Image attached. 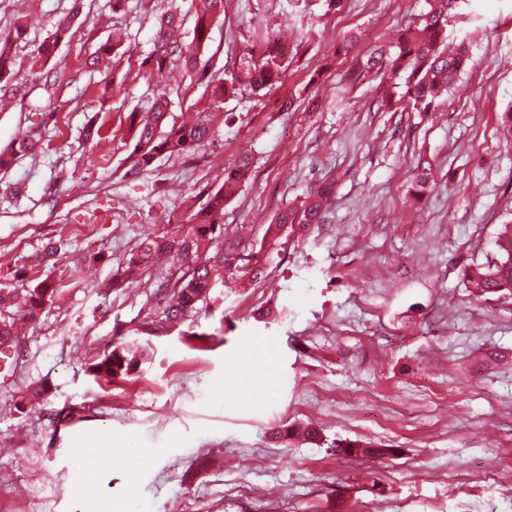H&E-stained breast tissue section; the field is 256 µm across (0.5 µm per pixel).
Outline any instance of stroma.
I'll return each instance as SVG.
<instances>
[{"mask_svg": "<svg viewBox=\"0 0 512 512\" xmlns=\"http://www.w3.org/2000/svg\"><path fill=\"white\" fill-rule=\"evenodd\" d=\"M71 6L0 0V33L31 23L14 51L0 147L29 129L50 142L0 171V287L58 286L28 321L17 365L0 368V512H512V298L474 297L461 278L497 260L496 237L512 225L501 119L512 106V0H464L448 34L471 63L428 113L389 111L379 75L349 78L425 0H344L337 12L325 0H224L208 73L230 76L242 52L275 42L288 48V73L277 89L217 107L181 68L143 63L168 0H125L117 12L84 0L70 41L32 68ZM116 28L121 57L89 71ZM347 38L350 53L337 56ZM163 86L171 117L205 113L217 135L128 174L123 118ZM94 118L104 137L82 147ZM243 152L255 164L224 206L227 232L245 224L261 239L329 177L327 221L281 251L265 281L216 286L194 322L165 324L166 297L149 286L161 269L118 289L112 276L146 233L177 230L181 201L218 187ZM422 163L429 188L416 200ZM51 240L63 243L57 264L30 263ZM100 250L111 262L90 263ZM120 342L148 350L138 373L89 375ZM30 387L43 399L17 410ZM306 421L321 443L272 440L274 427ZM338 439L399 454L364 464L332 452ZM81 477L90 489L79 494Z\"/></svg>", "mask_w": 512, "mask_h": 512, "instance_id": "obj_1", "label": "stroma"}]
</instances>
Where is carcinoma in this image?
Segmentation results:
<instances>
[{"instance_id":"cac0c4a2","label":"carcinoma","mask_w":512,"mask_h":512,"mask_svg":"<svg viewBox=\"0 0 512 512\" xmlns=\"http://www.w3.org/2000/svg\"><path fill=\"white\" fill-rule=\"evenodd\" d=\"M464 0H426L427 8L413 18L399 34L392 49L374 48L357 62L352 72L358 80L370 72L388 78L392 91L386 106L396 112H429L439 106V99L452 88L470 62L466 43L454 52L448 51V23ZM82 11V0H73L71 10L55 24L52 33L37 47L34 64L44 66L56 55L59 47L70 38L74 21ZM224 16V0H194L193 47L185 50L171 40L170 30L182 25L185 17L177 12H165L158 20L155 46L150 58L157 70L168 63H178L190 77L204 83L205 95L218 106L224 98L248 90L257 94L282 84L288 64L283 49H273L262 57L248 51L240 58L237 72L228 78L206 75L201 50L206 48L214 22ZM28 29L19 21L5 34H0V91L10 92L13 53L17 43L26 40ZM119 54V45L109 40L86 58L85 64L95 68L110 64ZM171 99L167 89L154 92L150 101L135 106L125 116L132 149L129 171L148 169L161 156L180 155L199 150L210 144L216 130L204 118L177 123L170 120ZM44 148L39 133L23 134L10 146L0 149V170L12 167L16 160L32 156ZM253 169L250 154H239L233 165L224 169L222 183L201 194V201L185 208L183 225L174 232L150 234L131 250L126 262L112 277V287L141 280L155 265L156 257L166 254L175 272L166 279L168 297L165 320L169 324L184 323L193 317L198 304L209 298L211 290L226 277H236L243 284L258 283L266 278L273 255L296 241L313 224L323 222L331 206L336 180L325 179L311 188L300 203L282 210L275 221L266 225L260 242H245L230 236L224 229V203L246 182ZM498 262L487 269H464L466 288L483 295H512V226L504 225L496 241ZM56 290L47 281L26 290L23 297L0 294V346L9 344L18 352L24 343L17 321L38 315L47 303L53 302ZM148 352L137 346L115 345L104 358L93 365L91 373L107 378L126 374L145 359ZM333 447L342 455L357 460L385 458L397 454V449L385 445L366 447L357 440H339Z\"/></svg>"}]
</instances>
